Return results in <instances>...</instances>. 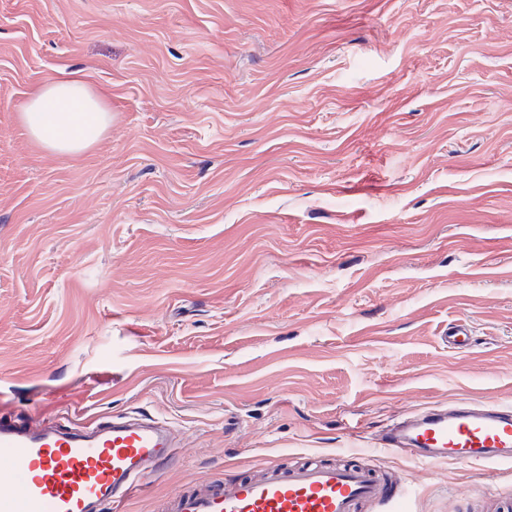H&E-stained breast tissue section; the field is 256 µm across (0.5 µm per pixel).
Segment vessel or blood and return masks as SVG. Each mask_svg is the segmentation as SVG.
Masks as SVG:
<instances>
[{
    "label": "vessel or blood",
    "instance_id": "1",
    "mask_svg": "<svg viewBox=\"0 0 512 512\" xmlns=\"http://www.w3.org/2000/svg\"><path fill=\"white\" fill-rule=\"evenodd\" d=\"M393 451L431 462L512 457V407H432L386 436ZM0 512H105L126 499L146 474L176 458L168 428L153 421L112 420L69 428L34 427L0 418ZM406 512L402 495L375 470L359 466L268 465L261 475L211 481L174 491L168 512H360L363 505Z\"/></svg>",
    "mask_w": 512,
    "mask_h": 512
}]
</instances>
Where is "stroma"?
<instances>
[{"mask_svg":"<svg viewBox=\"0 0 512 512\" xmlns=\"http://www.w3.org/2000/svg\"><path fill=\"white\" fill-rule=\"evenodd\" d=\"M76 71L112 126L67 158L20 110ZM486 401L512 404V0H0V417L165 419L176 460L108 512L310 459L483 512L512 464L379 440Z\"/></svg>","mask_w":512,"mask_h":512,"instance_id":"stroma-1","label":"stroma"}]
</instances>
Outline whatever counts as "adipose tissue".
I'll return each mask as SVG.
<instances>
[{"mask_svg":"<svg viewBox=\"0 0 512 512\" xmlns=\"http://www.w3.org/2000/svg\"><path fill=\"white\" fill-rule=\"evenodd\" d=\"M20 119L42 149L72 157L101 141L112 112L90 82L74 72L42 84L26 101Z\"/></svg>","mask_w":512,"mask_h":512,"instance_id":"obj_1","label":"adipose tissue"}]
</instances>
